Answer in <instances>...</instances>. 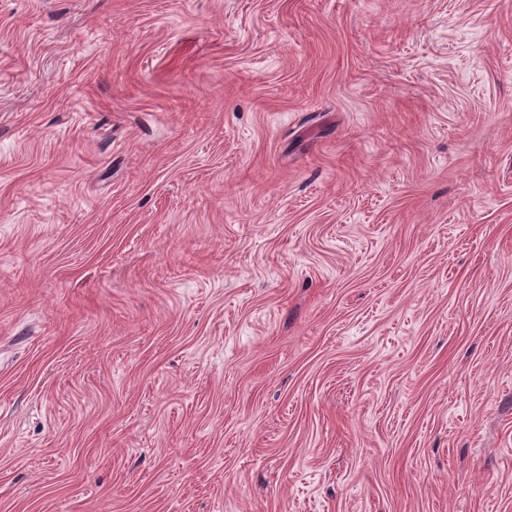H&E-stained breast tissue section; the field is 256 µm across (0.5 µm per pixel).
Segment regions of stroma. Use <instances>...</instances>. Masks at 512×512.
Masks as SVG:
<instances>
[{
	"label": "stroma",
	"instance_id": "stroma-1",
	"mask_svg": "<svg viewBox=\"0 0 512 512\" xmlns=\"http://www.w3.org/2000/svg\"><path fill=\"white\" fill-rule=\"evenodd\" d=\"M0 512H512V0H0Z\"/></svg>",
	"mask_w": 512,
	"mask_h": 512
}]
</instances>
